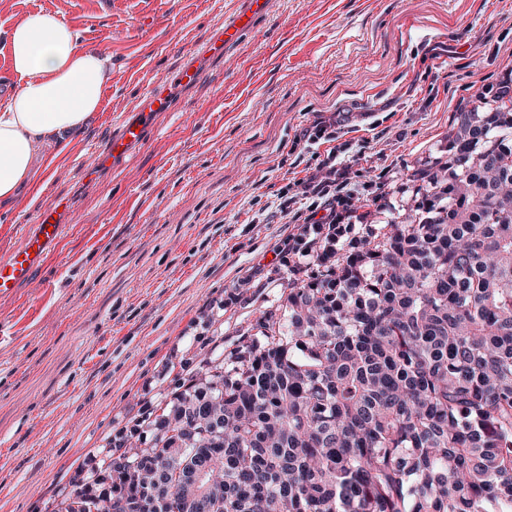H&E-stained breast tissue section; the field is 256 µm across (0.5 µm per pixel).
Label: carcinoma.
<instances>
[{
    "label": "carcinoma",
    "instance_id": "obj_1",
    "mask_svg": "<svg viewBox=\"0 0 512 512\" xmlns=\"http://www.w3.org/2000/svg\"><path fill=\"white\" fill-rule=\"evenodd\" d=\"M419 213L288 281L58 512H512V86L456 113Z\"/></svg>",
    "mask_w": 512,
    "mask_h": 512
}]
</instances>
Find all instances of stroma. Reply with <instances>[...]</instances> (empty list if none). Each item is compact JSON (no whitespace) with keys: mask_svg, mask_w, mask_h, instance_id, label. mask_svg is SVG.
<instances>
[{"mask_svg":"<svg viewBox=\"0 0 512 512\" xmlns=\"http://www.w3.org/2000/svg\"><path fill=\"white\" fill-rule=\"evenodd\" d=\"M237 0H0V87L15 89L7 31L61 13L112 57V78L68 154L39 174L72 208L33 279L0 297V512H56L65 494L150 442L144 413L227 357L262 313L287 317V184L335 155L360 223L337 247L416 204L448 161L453 116L512 78V0H271L259 31L172 89L157 135L108 174L115 122L204 48ZM335 117L336 138L305 143ZM21 192L0 206V257L35 224Z\"/></svg>","mask_w":512,"mask_h":512,"instance_id":"35a3bbf8","label":"stroma"}]
</instances>
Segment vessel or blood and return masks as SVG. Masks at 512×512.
<instances>
[{
    "instance_id": "vessel-or-blood-1",
    "label": "vessel or blood",
    "mask_w": 512,
    "mask_h": 512,
    "mask_svg": "<svg viewBox=\"0 0 512 512\" xmlns=\"http://www.w3.org/2000/svg\"><path fill=\"white\" fill-rule=\"evenodd\" d=\"M242 3L233 22L224 25L216 39L203 49V56L223 54L226 48L251 37L257 21L266 14L270 0H242ZM199 77L200 70L195 65L165 77L163 87L157 88L147 99L138 116L122 119L113 126L112 137L101 152V166L114 165L132 147L142 145L149 139L155 129L154 113L169 109L167 85L190 86ZM69 221L70 214L65 202L55 200L42 209L37 224L23 234L19 244L7 256L0 258V297L15 294L35 275L59 242Z\"/></svg>"
}]
</instances>
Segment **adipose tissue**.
Wrapping results in <instances>:
<instances>
[{
	"mask_svg": "<svg viewBox=\"0 0 512 512\" xmlns=\"http://www.w3.org/2000/svg\"><path fill=\"white\" fill-rule=\"evenodd\" d=\"M18 88L0 107V204L13 203L35 177L34 161L62 155L102 103L112 57L83 46L59 14L27 15L8 32Z\"/></svg>",
	"mask_w": 512,
	"mask_h": 512,
	"instance_id": "obj_1",
	"label": "adipose tissue"
}]
</instances>
